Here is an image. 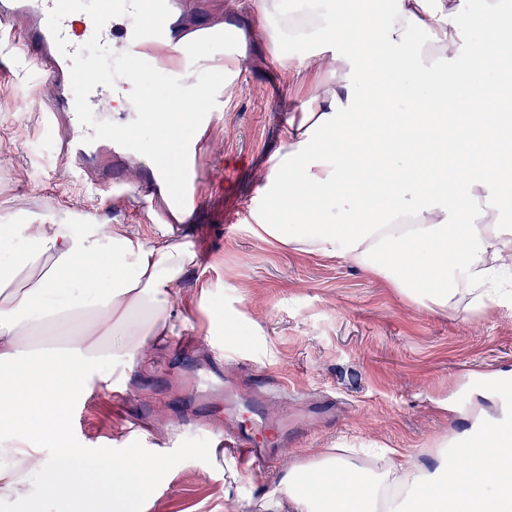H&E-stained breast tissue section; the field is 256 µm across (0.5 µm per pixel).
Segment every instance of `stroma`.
Instances as JSON below:
<instances>
[{"label":"stroma","mask_w":512,"mask_h":512,"mask_svg":"<svg viewBox=\"0 0 512 512\" xmlns=\"http://www.w3.org/2000/svg\"><path fill=\"white\" fill-rule=\"evenodd\" d=\"M243 49L259 68L224 89V126L207 142L198 212L181 232L197 247L179 286L183 335L149 345L134 362L101 363L100 381L78 389L85 422L66 428L65 448L128 452L167 448L173 461L145 506L127 512H222L225 497L253 512L279 487L285 461L324 448L370 443L430 463V448L469 426L476 408L497 414L494 384H512V294L488 309L462 303L433 313L339 259L294 252L257 238L252 204L290 117L313 89L286 81L266 39ZM51 84L9 41H0V215L71 223L83 212L151 235L135 202L111 199L58 170L41 96ZM219 305L208 321L202 301ZM236 332H224L225 321ZM293 393L288 445L273 462L245 467L211 427L224 393L254 397L258 372Z\"/></svg>","instance_id":"stroma-1"}]
</instances>
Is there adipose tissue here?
Instances as JSON below:
<instances>
[{
  "label": "adipose tissue",
  "instance_id": "obj_1",
  "mask_svg": "<svg viewBox=\"0 0 512 512\" xmlns=\"http://www.w3.org/2000/svg\"><path fill=\"white\" fill-rule=\"evenodd\" d=\"M289 76L316 78L317 104L291 118L262 176L253 231L313 256L338 258L430 311L462 297L483 305L512 269V11L501 0H388L382 21L347 0H251ZM351 29L353 41L340 39ZM401 72L418 89L364 101L370 76ZM391 202L374 210L375 195ZM313 224H272L274 212ZM28 248L0 267V495L30 487L33 512H90L91 482L114 508L145 498L170 467L160 448L89 453L60 443L73 393L111 359L134 361L179 332V282L196 265L173 224L152 238L120 224L16 223ZM109 277H101L103 266ZM469 473L446 444L433 466L388 450L382 465L325 448L286 464L278 494L254 512H512V440L497 433Z\"/></svg>",
  "mask_w": 512,
  "mask_h": 512
}]
</instances>
